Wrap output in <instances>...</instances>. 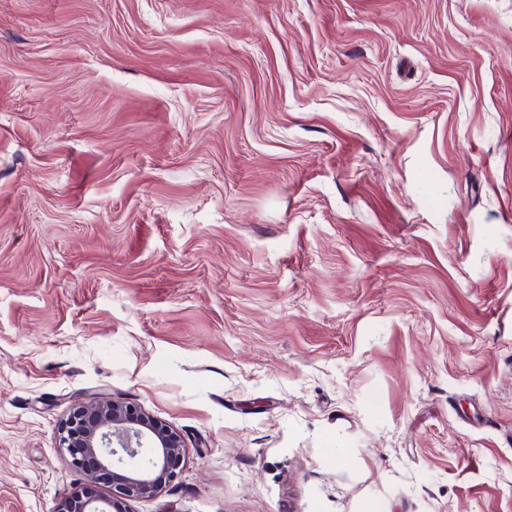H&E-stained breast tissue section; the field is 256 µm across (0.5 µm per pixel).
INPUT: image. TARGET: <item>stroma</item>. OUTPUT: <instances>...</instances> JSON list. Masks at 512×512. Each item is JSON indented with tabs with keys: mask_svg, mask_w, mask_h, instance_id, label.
I'll return each mask as SVG.
<instances>
[{
	"mask_svg": "<svg viewBox=\"0 0 512 512\" xmlns=\"http://www.w3.org/2000/svg\"><path fill=\"white\" fill-rule=\"evenodd\" d=\"M512 512V0H0V512ZM59 435L72 467L111 486L112 496L86 487L63 498L53 512H112L122 501L156 496L185 465L186 448L176 429L111 396L76 405Z\"/></svg>",
	"mask_w": 512,
	"mask_h": 512,
	"instance_id": "stroma-1",
	"label": "stroma"
}]
</instances>
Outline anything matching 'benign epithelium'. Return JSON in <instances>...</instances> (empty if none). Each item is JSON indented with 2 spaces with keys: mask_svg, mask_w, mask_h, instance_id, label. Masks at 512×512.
<instances>
[{
  "mask_svg": "<svg viewBox=\"0 0 512 512\" xmlns=\"http://www.w3.org/2000/svg\"><path fill=\"white\" fill-rule=\"evenodd\" d=\"M59 435L72 467L111 486L112 495L86 487L63 498L53 512H112L124 501L156 496L185 465L186 448L176 429L110 396L76 405Z\"/></svg>",
  "mask_w": 512,
  "mask_h": 512,
  "instance_id": "1",
  "label": "benign epithelium"
}]
</instances>
